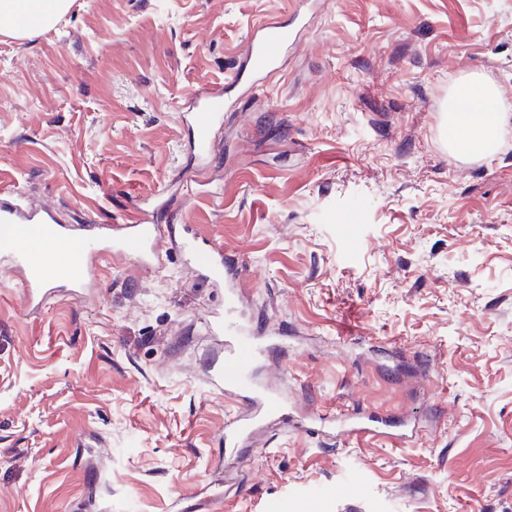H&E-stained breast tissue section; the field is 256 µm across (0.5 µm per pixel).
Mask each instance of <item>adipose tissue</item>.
I'll list each match as a JSON object with an SVG mask.
<instances>
[{
	"instance_id": "1",
	"label": "adipose tissue",
	"mask_w": 512,
	"mask_h": 512,
	"mask_svg": "<svg viewBox=\"0 0 512 512\" xmlns=\"http://www.w3.org/2000/svg\"><path fill=\"white\" fill-rule=\"evenodd\" d=\"M71 6V0H0V18L14 14H27L38 18L41 28H52L57 19ZM479 111L467 109L461 93H454L448 102L445 123L452 138L450 150L458 157L485 155L493 151L501 123L503 105L494 90H481Z\"/></svg>"
}]
</instances>
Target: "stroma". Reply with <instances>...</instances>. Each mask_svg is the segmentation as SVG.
Segmentation results:
<instances>
[{"mask_svg":"<svg viewBox=\"0 0 512 512\" xmlns=\"http://www.w3.org/2000/svg\"><path fill=\"white\" fill-rule=\"evenodd\" d=\"M296 12L279 69L227 95L202 173L222 195L159 220L241 266L238 314L280 347L258 378L308 430L225 450L224 289L177 250L99 260L39 310L0 272V512H512V151L460 159L441 132L473 80L512 130V0H73L0 34V181L65 224L132 223L198 164L183 104ZM341 411L421 436H336Z\"/></svg>","mask_w":512,"mask_h":512,"instance_id":"stroma-1","label":"stroma"}]
</instances>
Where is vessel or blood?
Returning <instances> with one entry per match:
<instances>
[{
    "mask_svg": "<svg viewBox=\"0 0 512 512\" xmlns=\"http://www.w3.org/2000/svg\"><path fill=\"white\" fill-rule=\"evenodd\" d=\"M311 23V16L298 13L292 19L270 21L257 28L230 79L231 85L250 86L278 69L294 45L298 31ZM224 106V90L218 87L197 96L192 111L180 113V121L192 132L196 156L204 158L210 154L214 130L224 120ZM72 232V226L58 222L53 209L27 204L18 185H0V246L5 247L13 269L21 277L29 307L44 306L58 288L66 289L71 296L80 295L91 285L89 274L97 260L110 253L142 266L156 265L166 243L178 248L203 280L223 283L226 298H234L236 294L238 271L229 263L222 246L210 240L198 243L177 237L175 231L164 224H116L106 242L95 234L93 225H85L73 261L63 269L51 267L27 243L28 237L34 234L50 241ZM209 326L224 334L227 342L224 366L216 370L213 384L241 405L240 413L224 433L225 447L236 448L250 438L257 418L278 416L282 402L276 396H261L257 389L256 365L267 352V345L256 342L236 318L230 316L215 314ZM340 423L349 433L360 437L387 434L388 422L383 418L360 423L345 416Z\"/></svg>",
    "mask_w": 512,
    "mask_h": 512,
    "instance_id": "obj_1",
    "label": "vessel or blood"
}]
</instances>
